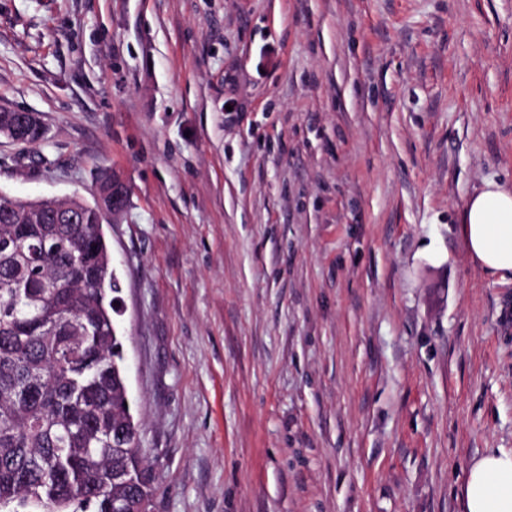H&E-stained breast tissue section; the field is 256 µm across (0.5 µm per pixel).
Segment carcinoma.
Wrapping results in <instances>:
<instances>
[{"label": "carcinoma", "mask_w": 512, "mask_h": 512, "mask_svg": "<svg viewBox=\"0 0 512 512\" xmlns=\"http://www.w3.org/2000/svg\"><path fill=\"white\" fill-rule=\"evenodd\" d=\"M45 135L0 112L1 137ZM103 215L0 194V512H149Z\"/></svg>", "instance_id": "cac0c4a2"}]
</instances>
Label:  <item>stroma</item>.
<instances>
[{
    "label": "stroma",
    "instance_id": "obj_1",
    "mask_svg": "<svg viewBox=\"0 0 512 512\" xmlns=\"http://www.w3.org/2000/svg\"><path fill=\"white\" fill-rule=\"evenodd\" d=\"M0 193L93 202L150 512H464L512 448V0H0ZM30 114L31 120L22 125L16 120L14 112H0V136L20 144L39 146L45 139L46 131L39 118L32 112ZM461 220L471 259L500 280L512 278V190L485 182L467 201Z\"/></svg>",
    "mask_w": 512,
    "mask_h": 512
}]
</instances>
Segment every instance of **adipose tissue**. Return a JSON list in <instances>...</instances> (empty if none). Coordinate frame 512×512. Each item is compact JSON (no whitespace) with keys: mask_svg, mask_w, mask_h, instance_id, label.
I'll use <instances>...</instances> for the list:
<instances>
[{"mask_svg":"<svg viewBox=\"0 0 512 512\" xmlns=\"http://www.w3.org/2000/svg\"><path fill=\"white\" fill-rule=\"evenodd\" d=\"M463 232L471 259L499 279L512 277V190L494 181L466 203ZM465 512H512V450L487 453L469 467Z\"/></svg>","mask_w":512,"mask_h":512,"instance_id":"adipose-tissue-1","label":"adipose tissue"}]
</instances>
